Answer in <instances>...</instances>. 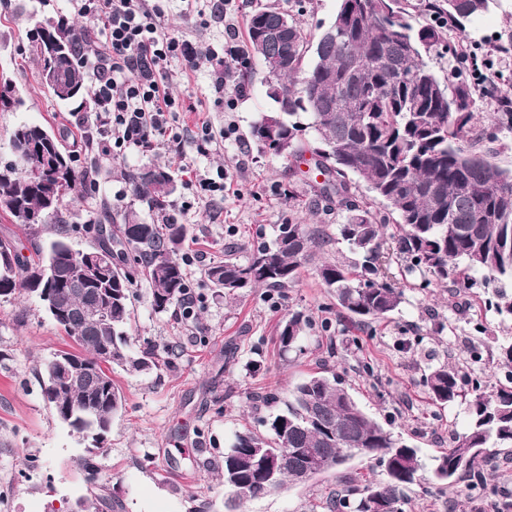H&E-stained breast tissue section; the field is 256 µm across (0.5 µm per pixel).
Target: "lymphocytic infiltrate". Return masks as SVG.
I'll list each match as a JSON object with an SVG mask.
<instances>
[{"label":"lymphocytic infiltrate","mask_w":512,"mask_h":512,"mask_svg":"<svg viewBox=\"0 0 512 512\" xmlns=\"http://www.w3.org/2000/svg\"><path fill=\"white\" fill-rule=\"evenodd\" d=\"M79 15L95 18L97 41L84 55L96 103L93 126L105 157L165 143L176 162L187 159L175 121L180 104L163 91L173 58L193 67L197 51L181 34L155 23L157 0H69Z\"/></svg>","instance_id":"obj_1"}]
</instances>
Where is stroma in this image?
<instances>
[{
    "instance_id": "1",
    "label": "stroma",
    "mask_w": 512,
    "mask_h": 512,
    "mask_svg": "<svg viewBox=\"0 0 512 512\" xmlns=\"http://www.w3.org/2000/svg\"><path fill=\"white\" fill-rule=\"evenodd\" d=\"M339 0H245L233 16L239 45H246V18L255 10L279 8L293 16L304 33L315 34L334 19ZM67 16L93 37L94 20L68 13L65 0H0V74L11 79L25 104L0 112V164L10 158L8 138L21 122L64 129L73 144L72 160L87 171L92 185L70 200L61 218L68 240L82 250L100 242L106 216H118L139 203L127 190L123 169L168 163L167 145L127 152L122 159L98 155L87 126L91 109L70 112L53 100L39 79V64L29 52L27 32L35 21ZM162 28L180 32L200 44L222 43L230 34L223 19L203 18L187 10L185 0H165ZM512 41V0H497L487 13L467 23L450 48L431 50L426 61L440 80L470 86L474 111H499L490 86L512 89V55L499 48ZM239 60L202 59L189 70L174 61L164 80L169 92L183 101L180 122L187 131L207 122L213 129L236 127L234 140L207 155L186 143L188 163L173 168L179 206L190 194L196 173L209 166L227 169L238 196L208 199L179 212L188 227L184 251L195 261L188 269L195 316L183 320L179 311L155 312L143 280L133 284L134 350L145 344L177 346L171 362L146 372L113 368L112 378L125 396V408L112 421L102 447L61 423L43 400L39 376L44 363L72 341L58 332L38 299L0 297V512H69L76 498L97 493L87 481L85 460H92L123 512H228L229 494L217 477L236 431L254 424L250 395L259 389L286 391L308 374L327 370L339 375L357 402L386 428L415 446L425 463L405 491V512H469L467 483L446 493L433 491L430 464L448 448L454 432L466 425L464 401L432 414L421 378L441 365H459L473 349L482 353L479 379L493 392L504 379L498 363L500 345L512 342V320H502L488 307L494 283L477 279L462 292L438 283L424 284L422 275L408 279L399 310L381 321L358 323L331 310V298L315 266H307L286 293L260 289L241 298L225 297L203 271L223 260L227 248L239 257L269 244L283 224L343 223L333 212L311 214L307 177L294 164L258 152L250 126L262 112L272 111L268 84L254 67L241 93L219 95L212 74L221 68L235 73ZM300 311L310 326L297 350L281 354L276 344L280 323ZM263 364L251 373L249 361ZM368 484L382 480L384 468L375 458L355 455L336 471L315 476L299 486H284L246 502L239 512H310L316 500L340 489L343 476Z\"/></svg>"
}]
</instances>
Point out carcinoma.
Returning a JSON list of instances; mask_svg holds the SVG:
<instances>
[{"instance_id": "1", "label": "carcinoma", "mask_w": 512, "mask_h": 512, "mask_svg": "<svg viewBox=\"0 0 512 512\" xmlns=\"http://www.w3.org/2000/svg\"><path fill=\"white\" fill-rule=\"evenodd\" d=\"M339 2L336 21L352 3L366 4L367 11L351 16L334 40L326 29L308 37L295 20H289L296 44L286 66L279 64V47L262 33L278 27L288 12L257 10L247 30L249 59L273 81L269 97L276 104L251 126L258 151L296 163L319 149L329 152L325 162L331 167L324 182H313L312 206L344 213L339 235L359 256L351 265L321 262L318 275L334 306L360 322L382 320L398 310L404 291L384 272L392 258L401 263L398 275L403 279L423 271L458 289L473 286V273L490 281H512V170L500 168L465 144L466 134L479 124L493 129L492 138L505 127L512 132V101L501 97L504 112H474L468 85L448 89L423 57L487 12L492 0H424L431 23L418 28L402 0ZM84 43L82 34L64 20L38 22L29 31V50L40 63L39 76L50 70L56 77L57 89L48 92L57 102L76 103L80 109L89 104L79 64ZM280 91L288 94V102L280 100ZM315 101L331 111H313ZM270 120L279 128L282 150L264 141L262 130ZM308 129L315 133L311 142L303 138ZM9 146L28 150L30 161L29 168L12 170L0 179V196L14 201L0 212L15 224L34 228L30 215L36 212L58 217L65 199L90 185L61 140L43 125L17 124ZM46 155L52 161L50 173L34 174ZM349 174L366 186L368 198L353 192ZM123 177L153 221H143L131 208L122 223L112 226L116 251L105 275L93 271L87 255L106 250V245L76 251L62 224L48 250L38 249L33 258L0 240V296L21 291L35 295L55 326L77 345V350H61L47 362L41 389L57 418L87 437L108 433L113 417L124 407V396L104 364L144 371L158 367L162 359L148 347L136 356L130 353L135 278L148 283L150 305L158 313L185 302L190 288L180 260L188 229L168 210L177 190L169 166L132 169ZM288 228L294 236L280 234L244 260L226 253L224 260L205 269L204 276L229 297L255 288L285 292L309 258L331 241L325 225ZM92 307L109 314L90 322L80 309ZM309 325L304 314H289L279 327V350L298 348ZM72 373L85 377L73 390L67 387ZM507 382L486 396L479 381L467 382L448 366L423 375L427 397L436 407L456 401L463 396L464 385L471 386L467 426L435 458L434 484L454 486L468 478L473 486L487 490L483 466L490 449L512 447V373ZM250 400L258 410L277 405L280 397L269 390L253 393ZM258 423L266 432L245 426L224 451L219 476L233 508L267 493L253 448L263 449L269 457L290 451L288 465L276 476L278 488L299 483L311 460L329 472L361 453L384 466V480L362 487L348 480L335 499L311 506L313 512H372L375 491L380 492L381 512H404L403 489L423 469L417 448L364 411L334 373L311 374L295 385L286 410ZM101 504L115 512L122 509L119 499L102 493L82 498L79 512H100Z\"/></svg>"}]
</instances>
